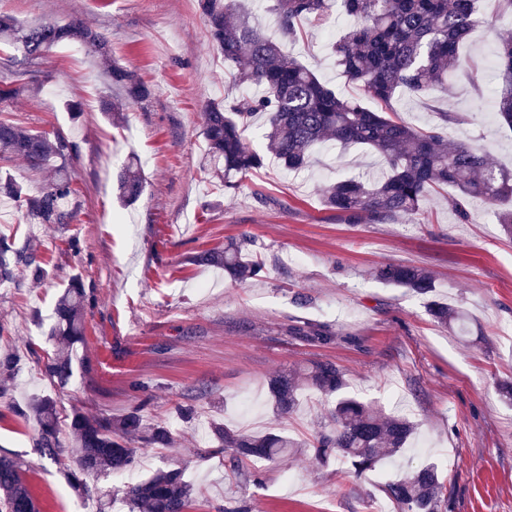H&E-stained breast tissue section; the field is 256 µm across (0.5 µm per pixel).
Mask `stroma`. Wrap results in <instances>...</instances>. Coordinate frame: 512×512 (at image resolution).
<instances>
[{"mask_svg":"<svg viewBox=\"0 0 512 512\" xmlns=\"http://www.w3.org/2000/svg\"><path fill=\"white\" fill-rule=\"evenodd\" d=\"M0 12L21 23L46 18L88 22L112 41V56L153 87L152 98L128 106L122 124L100 109L116 98L85 50L54 48L33 75L36 95L22 97L7 118L32 130H59L78 146L72 162L82 205L71 232L82 258L68 250L66 233L29 224L21 212L0 221V233L32 244L49 271L32 286L25 273L0 286V354L12 353L18 371L0 393V455L20 459L40 512H96L99 497L124 512L127 480L87 479L89 494L73 491L67 474L33 445L35 425L15 403L55 391L63 413L123 415L144 406L152 421L178 439L172 448H144L131 480L183 468L196 491L187 512H372L386 480L433 462L447 474V512H512V407L496 386L512 377V235L480 202L468 218L433 193L421 214L395 224H348L325 207L322 188L379 171L372 152L315 149L310 167L294 173L274 157L243 178L239 190L202 172L207 101L248 94L235 84L213 47L197 0H0ZM483 21L462 50L452 97L459 113L451 138L483 148L490 161L512 168V132L496 118L498 39L512 33V15L488 0ZM351 20L335 13L286 50L343 95L355 88L341 73L329 44ZM80 103L81 112L69 109ZM140 157L146 188L137 203L121 205L116 175L129 154ZM252 241L264 277L239 284L223 270L194 263L195 254L223 248L228 239ZM386 262L422 266L436 278V298L471 316L466 335L434 323L424 298L391 288L372 275ZM93 289L85 342L61 390L44 376L40 357L53 353L48 333L55 304L73 275ZM311 322L332 335L322 343L294 334ZM335 363L350 395L400 410L418 424L409 447L376 472L357 479L312 456L277 465H247L259 482L225 465L213 435L199 422L222 420L248 433L309 437L326 415L324 400L305 391L298 408L273 419L267 381L277 370L307 361ZM197 409L183 421L181 403Z\"/></svg>","mask_w":512,"mask_h":512,"instance_id":"stroma-1","label":"stroma"}]
</instances>
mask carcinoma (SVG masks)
Listing matches in <instances>:
<instances>
[{
    "label": "carcinoma",
    "mask_w": 512,
    "mask_h": 512,
    "mask_svg": "<svg viewBox=\"0 0 512 512\" xmlns=\"http://www.w3.org/2000/svg\"><path fill=\"white\" fill-rule=\"evenodd\" d=\"M279 38L256 27L250 14L236 0H199L214 47L233 70L234 81L256 88V93L209 101L205 105L203 135L207 142L208 173L224 182V192L234 194L239 179L259 169L264 156L243 137L257 114L264 116L266 150L285 168L300 171L310 166L313 150L325 142L344 148L362 146L375 153L383 169L374 179L352 177L323 188L328 209L349 224H393L423 210L432 192L448 186L456 194L448 199L460 215L466 204L481 201L512 233V210L500 205L512 199V173L494 166L485 151L448 138V124L459 117L439 106L451 89L449 79L460 51L480 22L478 0H266ZM354 24L331 45L343 74L358 93L343 96L320 81L299 60L285 54L286 43L305 28L325 24L335 10ZM80 44L105 69L110 84L123 91L121 101H106L103 109L121 120L126 105L147 100L150 86L139 75L112 58L110 39L79 22L59 24L48 20L21 25L11 15L0 14V44L14 53L0 56V107L36 90L30 68L53 47ZM498 114L512 130V36L499 38L495 64ZM427 101L437 115L428 128L414 126L396 113L398 93ZM77 154L75 142L58 131L25 130L0 116V161L21 160L33 170L49 173L43 188L29 192L10 174L0 176V197L16 203L28 224H52L65 230L75 223L80 190L70 170ZM119 198L136 203L145 190V175L137 158L122 165ZM249 242L227 241L224 249L207 251L195 261L224 269L236 281L256 279L265 263L248 249ZM23 270L38 284L48 276L46 264L29 245L17 246L0 235V285ZM374 278L394 288H405L427 299L434 321L457 330L465 328L467 313L434 298L436 280L428 270L410 264L387 262ZM90 296L75 275L59 296L57 322L50 336L58 344L43 369L52 384L65 386L71 374L69 349L83 340L84 313ZM299 336L322 342L331 336L305 323L294 328ZM309 389L333 399L327 420L318 424L311 438L297 440L279 432L245 434L221 422H212L217 440L229 453L233 471L255 461L281 462L307 448L321 462L336 459L358 475L374 470L398 455L415 434L417 424L403 415L360 401L346 393L343 372L332 362H313L269 378L272 412L292 413L301 394ZM16 413L37 426L34 447L41 456L66 470L70 485L87 492L83 476L124 472L137 462V449L172 448L176 439L165 426L145 419L137 408L122 416L71 420L72 437L60 436L59 410L52 394H36ZM387 498L398 512H441L448 501V484L433 463L384 484ZM129 512H185L193 487L179 468L159 469L147 479L124 489ZM0 512H37L22 465L0 455Z\"/></svg>",
    "instance_id": "obj_1"
}]
</instances>
